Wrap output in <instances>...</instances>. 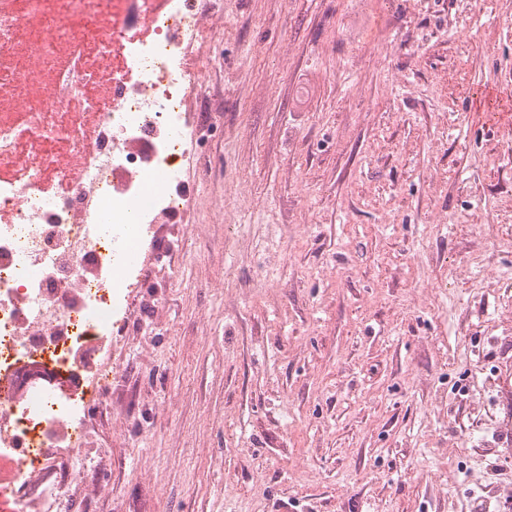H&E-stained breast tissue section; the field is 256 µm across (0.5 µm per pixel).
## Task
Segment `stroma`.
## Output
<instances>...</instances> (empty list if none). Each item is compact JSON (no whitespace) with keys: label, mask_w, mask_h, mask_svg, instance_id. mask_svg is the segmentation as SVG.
I'll list each match as a JSON object with an SVG mask.
<instances>
[{"label":"stroma","mask_w":512,"mask_h":512,"mask_svg":"<svg viewBox=\"0 0 512 512\" xmlns=\"http://www.w3.org/2000/svg\"><path fill=\"white\" fill-rule=\"evenodd\" d=\"M188 57L77 512H512V0H210Z\"/></svg>","instance_id":"1"}]
</instances>
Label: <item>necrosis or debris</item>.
<instances>
[{
	"label": "necrosis or debris",
	"mask_w": 512,
	"mask_h": 512,
	"mask_svg": "<svg viewBox=\"0 0 512 512\" xmlns=\"http://www.w3.org/2000/svg\"><path fill=\"white\" fill-rule=\"evenodd\" d=\"M198 0H0V512H71L88 402L201 126Z\"/></svg>",
	"instance_id": "4bbe7bcc"
}]
</instances>
